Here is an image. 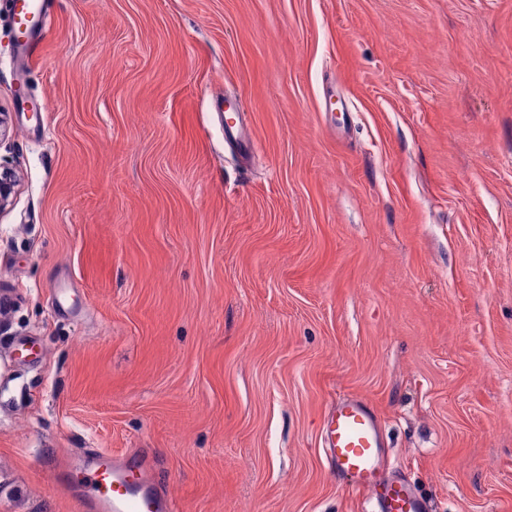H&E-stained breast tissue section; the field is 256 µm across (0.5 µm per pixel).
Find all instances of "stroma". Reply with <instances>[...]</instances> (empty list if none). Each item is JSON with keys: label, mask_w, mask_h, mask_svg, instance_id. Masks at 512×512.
I'll list each match as a JSON object with an SVG mask.
<instances>
[{"label": "stroma", "mask_w": 512, "mask_h": 512, "mask_svg": "<svg viewBox=\"0 0 512 512\" xmlns=\"http://www.w3.org/2000/svg\"><path fill=\"white\" fill-rule=\"evenodd\" d=\"M50 7L29 67L0 0V512H95L85 448L171 512H376L350 394L431 512H512V0ZM239 106V101L238 104L236 101H224V111L232 112L230 120L224 123V141L243 153H249L253 150L254 143L247 123L241 120ZM330 471L358 493L376 500L378 512H429L427 501L409 484L387 482L388 451L373 404L358 396L336 402L322 426Z\"/></svg>", "instance_id": "1"}]
</instances>
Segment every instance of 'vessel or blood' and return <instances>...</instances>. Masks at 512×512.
Segmentation results:
<instances>
[{
  "mask_svg": "<svg viewBox=\"0 0 512 512\" xmlns=\"http://www.w3.org/2000/svg\"><path fill=\"white\" fill-rule=\"evenodd\" d=\"M16 44L27 62L37 63L39 37L51 27L48 0H13ZM231 118L224 123V141L239 151L251 152L254 143L240 117L237 102L224 104ZM325 460L330 471L358 493L375 499L378 512H429L427 501L409 484L384 479L388 456L383 428L373 404L351 396L337 402L322 426ZM88 474L89 491L98 512H166L165 499L152 487L141 459L117 456L94 448Z\"/></svg>",
  "mask_w": 512,
  "mask_h": 512,
  "instance_id": "obj_1",
  "label": "vessel or blood"
}]
</instances>
